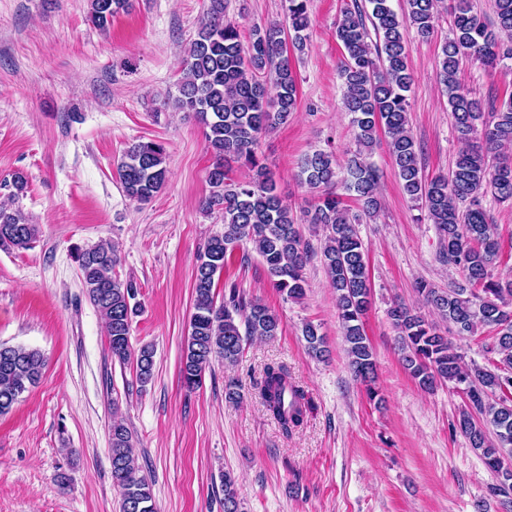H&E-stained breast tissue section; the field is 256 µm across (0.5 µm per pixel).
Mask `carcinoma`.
Wrapping results in <instances>:
<instances>
[{
  "label": "carcinoma",
  "mask_w": 512,
  "mask_h": 512,
  "mask_svg": "<svg viewBox=\"0 0 512 512\" xmlns=\"http://www.w3.org/2000/svg\"><path fill=\"white\" fill-rule=\"evenodd\" d=\"M226 2L209 0L206 16L185 50L174 98L175 108L193 113L206 130L215 162L208 170L211 192L202 207L221 213L224 220V232L212 236L197 256L194 312L181 357L184 386L197 389L216 361L235 364L246 341L277 336L279 315L259 300L246 298L236 283L224 285V302L216 304L215 278L234 250L249 244L265 264L272 287L286 300L300 301L309 256L302 229L307 224L322 232L323 266L335 290L350 370L369 400L378 397L376 362L363 323L371 287L357 224L380 210L379 174L368 155L381 129L403 192L426 210L439 233L442 257L462 278L446 289L419 281L416 291L459 336L471 335L480 326L495 329L501 355L494 371L470 367L435 324L395 302L387 314L398 332L404 367L424 390L448 381L465 394L467 409L460 413L456 428L499 477V483L488 487L489 494L511 496L512 279H493L501 246L480 198L489 192L500 203L512 202V156L503 152L512 145V91L486 114L479 100L460 91L458 71L464 58L491 69L512 60V0H495L492 23L474 10L471 0H453V28L441 49L438 78L464 147L449 174L431 179L423 174L409 128L407 92L414 76L405 35L410 29L422 39L433 35L438 0H405L400 13L391 0H351L335 36L344 50L338 70L344 87L342 105L357 128L358 149L343 169L341 185L355 194L361 210L352 213L342 205L332 155L315 150L303 158L301 177L316 197L300 218L276 192L257 148L261 136L285 123L297 108V76L288 50L301 52L305 47L309 0H283L288 28L255 25L246 42L239 25L225 19ZM129 7L130 0H90L89 21L105 30L112 17ZM232 162L246 165L251 175L231 181ZM117 175L127 197L140 204L150 202L168 177L165 147L154 140L131 143L117 164ZM38 236L39 225L21 211L0 205V250L29 249ZM75 259L85 293L105 320L112 357L122 363L135 360L138 380L149 383L154 350L143 346L132 352L138 290L135 282L113 275L120 260L117 249L101 243L77 251ZM302 336L312 357L321 360L329 354L315 325L305 324ZM44 365L37 349L0 344V415L9 413L39 382ZM259 396L283 433L303 424L308 401L285 364L264 366ZM111 466L113 483L121 491L120 512H154L149 481L133 455L131 435L120 422L112 424ZM224 512H241L236 480L229 472L224 473Z\"/></svg>",
  "instance_id": "carcinoma-1"
}]
</instances>
